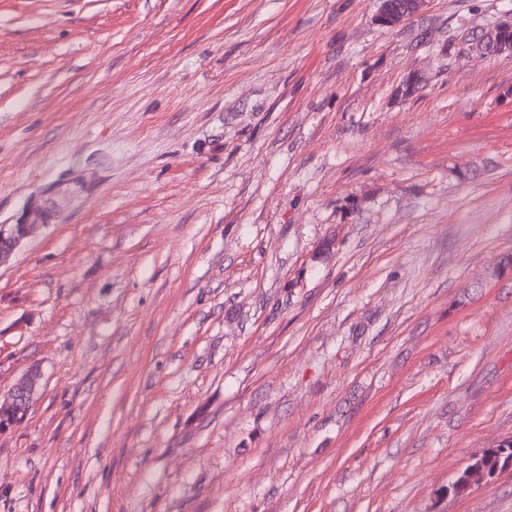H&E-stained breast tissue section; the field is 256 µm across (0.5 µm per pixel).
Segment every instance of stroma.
Returning <instances> with one entry per match:
<instances>
[{"label":"stroma","instance_id":"stroma-1","mask_svg":"<svg viewBox=\"0 0 512 512\" xmlns=\"http://www.w3.org/2000/svg\"><path fill=\"white\" fill-rule=\"evenodd\" d=\"M0 0V512H512V0ZM396 0H379L380 6L377 14L378 22L383 26H392L400 21L417 16L426 0H405L399 6ZM29 225L17 224L11 228L0 225V266L6 262L13 252L26 238ZM36 376L30 375L19 383H17L2 399L0 395V415L2 424L0 430H3L15 423V419L18 418L22 412H26L29 409L30 403L35 394L36 388ZM2 407V414H1ZM8 413L12 416L10 422L5 421ZM501 442L503 443V448L499 450L497 465L494 468H490L482 461L483 452L471 459L461 482V486L464 487V490L459 494H463L484 482L494 479L501 472H512V455H509V452H512V448H507V444L512 443V439L503 440Z\"/></svg>","mask_w":512,"mask_h":512}]
</instances>
